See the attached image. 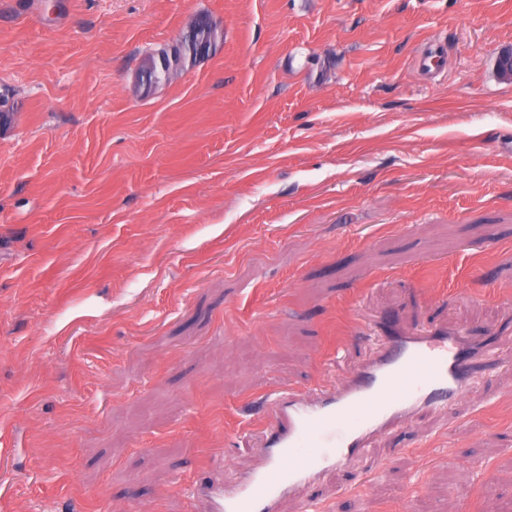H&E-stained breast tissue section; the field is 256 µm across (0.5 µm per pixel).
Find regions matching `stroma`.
<instances>
[{
    "instance_id": "stroma-1",
    "label": "stroma",
    "mask_w": 512,
    "mask_h": 512,
    "mask_svg": "<svg viewBox=\"0 0 512 512\" xmlns=\"http://www.w3.org/2000/svg\"><path fill=\"white\" fill-rule=\"evenodd\" d=\"M45 3L0 0V512H207L389 311L485 372L279 512H512V0Z\"/></svg>"
}]
</instances>
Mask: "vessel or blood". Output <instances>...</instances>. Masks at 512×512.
I'll use <instances>...</instances> for the list:
<instances>
[{"instance_id":"b4317fda","label":"vessel or blood","mask_w":512,"mask_h":512,"mask_svg":"<svg viewBox=\"0 0 512 512\" xmlns=\"http://www.w3.org/2000/svg\"><path fill=\"white\" fill-rule=\"evenodd\" d=\"M384 347L328 392L275 399L280 428L260 470L215 502L213 512H274L320 470L349 465L366 442L425 407L459 401L474 382L482 347L456 331L413 334L386 318Z\"/></svg>"}]
</instances>
